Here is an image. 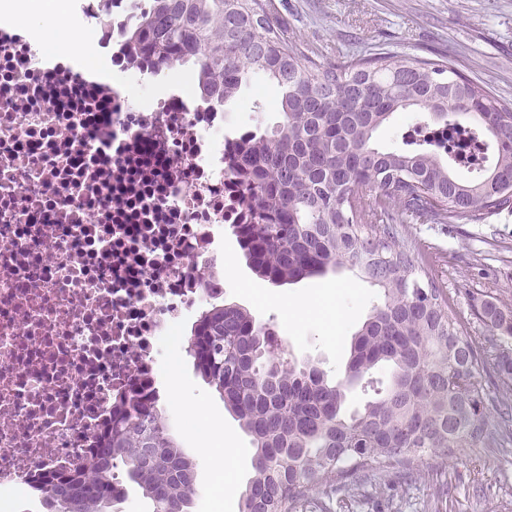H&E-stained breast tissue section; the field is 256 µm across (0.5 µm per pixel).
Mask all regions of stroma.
I'll return each mask as SVG.
<instances>
[{"instance_id": "stroma-1", "label": "stroma", "mask_w": 512, "mask_h": 512, "mask_svg": "<svg viewBox=\"0 0 512 512\" xmlns=\"http://www.w3.org/2000/svg\"><path fill=\"white\" fill-rule=\"evenodd\" d=\"M273 24L318 64L352 53L393 52L453 63L470 81L512 103V0H263ZM258 82L224 106L229 133L272 128L278 120ZM400 238L418 265L442 288L458 319L478 331L474 312L485 296L512 306V212L475 224H403ZM380 300L378 287L347 269L292 284L274 285L249 266L232 233L224 235V302L248 311L275 332L288 359L312 363L331 381L343 379L353 334ZM177 392H165L159 409L182 451L197 464L200 492L191 512H239V496L252 477L251 436L197 371L191 355L179 362ZM205 409V426L223 445L202 455L188 435L184 405ZM237 470L221 506L206 489L225 457ZM420 476L383 474L354 495L324 484L294 512H512V441L499 448H459L448 458L424 453Z\"/></svg>"}]
</instances>
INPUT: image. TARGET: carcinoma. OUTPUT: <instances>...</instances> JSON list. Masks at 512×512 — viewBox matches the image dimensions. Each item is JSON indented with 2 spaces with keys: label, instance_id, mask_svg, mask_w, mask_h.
Segmentation results:
<instances>
[{
  "label": "carcinoma",
  "instance_id": "carcinoma-1",
  "mask_svg": "<svg viewBox=\"0 0 512 512\" xmlns=\"http://www.w3.org/2000/svg\"><path fill=\"white\" fill-rule=\"evenodd\" d=\"M126 40L151 69L189 68L205 101L222 106L242 86L268 81L279 121L245 132L230 173L241 179L251 223L241 248L254 271L280 284L355 270L382 291L355 332L345 382L285 362L237 306L207 310L189 344L196 369L253 437L254 475L240 512H292L330 480L349 492L392 469L410 478L428 451L492 448L512 431V308L484 301L476 319L486 345L458 321L447 295L422 278L396 224H480L512 210V105L442 61L380 52L321 68L274 26L261 0L126 2ZM425 127L465 128L492 150L466 177L461 161L427 139L381 149L375 132L397 114ZM392 367L375 398L346 417L349 387ZM492 365L493 396L481 373ZM125 468L153 512H190L196 465L154 406L115 429L84 471L50 482L47 512H109L122 497L112 469Z\"/></svg>",
  "mask_w": 512,
  "mask_h": 512
}]
</instances>
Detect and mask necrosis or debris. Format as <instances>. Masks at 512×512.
Returning a JSON list of instances; mask_svg holds the SVG:
<instances>
[{
  "label": "necrosis or debris",
  "instance_id": "necrosis-or-debris-1",
  "mask_svg": "<svg viewBox=\"0 0 512 512\" xmlns=\"http://www.w3.org/2000/svg\"><path fill=\"white\" fill-rule=\"evenodd\" d=\"M80 8L123 83L46 66L0 25V512L159 404L187 324L224 301V229L247 216L223 112L190 74H151L120 11Z\"/></svg>",
  "mask_w": 512,
  "mask_h": 512
}]
</instances>
